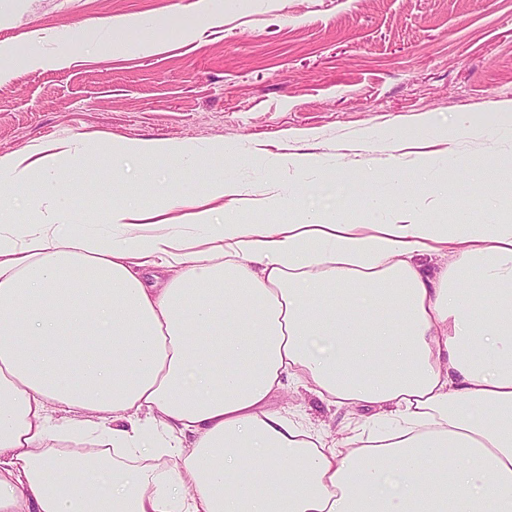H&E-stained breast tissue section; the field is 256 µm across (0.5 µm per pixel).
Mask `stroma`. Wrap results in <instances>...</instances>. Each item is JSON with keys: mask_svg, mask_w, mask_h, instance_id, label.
I'll list each match as a JSON object with an SVG mask.
<instances>
[{"mask_svg": "<svg viewBox=\"0 0 512 512\" xmlns=\"http://www.w3.org/2000/svg\"><path fill=\"white\" fill-rule=\"evenodd\" d=\"M143 21L159 53L138 34L110 52L91 39L100 19ZM0 156L74 134L98 141H169L223 147L207 165L235 176L238 200L212 201L215 223L274 220L272 197L300 190L308 207L367 221L369 174L396 163L405 181L419 153L462 160L505 153L512 142V0H0ZM46 50L80 61L29 68ZM461 112L486 130L451 140L443 127ZM305 154L335 166L338 182L314 173H269L266 153ZM75 220L105 223L113 195L100 177L66 175ZM203 195L196 175L153 174L144 206L176 192ZM496 207L500 184L448 179L433 217L449 219L471 200ZM273 404L290 418L337 435L354 427L301 387Z\"/></svg>", "mask_w": 512, "mask_h": 512, "instance_id": "35a3bbf8", "label": "stroma"}]
</instances>
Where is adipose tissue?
<instances>
[{
  "label": "adipose tissue",
  "instance_id": "obj_1",
  "mask_svg": "<svg viewBox=\"0 0 512 512\" xmlns=\"http://www.w3.org/2000/svg\"><path fill=\"white\" fill-rule=\"evenodd\" d=\"M71 141L0 159V203L28 204L0 224V512H512V209L422 217L456 155L419 154L420 191L387 167L378 224L292 196L277 223L216 224L206 201L240 187L201 150L115 143L207 194L168 197L186 225L133 194L86 230L59 174L97 157ZM289 382L374 418L328 438L271 406Z\"/></svg>",
  "mask_w": 512,
  "mask_h": 512
}]
</instances>
